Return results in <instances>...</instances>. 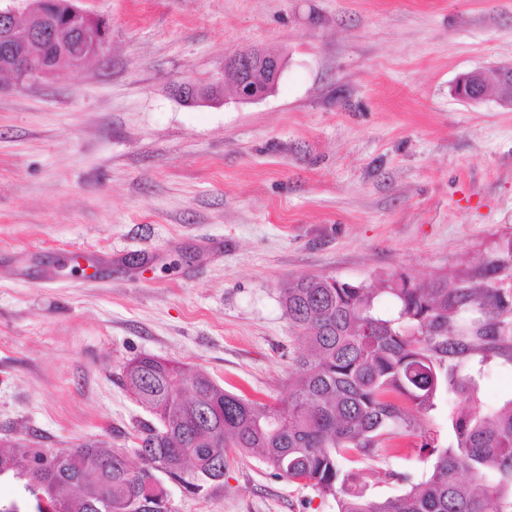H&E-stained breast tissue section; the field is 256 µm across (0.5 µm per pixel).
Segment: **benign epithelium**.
Here are the masks:
<instances>
[{
  "label": "benign epithelium",
  "mask_w": 512,
  "mask_h": 512,
  "mask_svg": "<svg viewBox=\"0 0 512 512\" xmlns=\"http://www.w3.org/2000/svg\"><path fill=\"white\" fill-rule=\"evenodd\" d=\"M66 19L94 28V51L83 46L59 53L46 49L34 53L31 47L53 40L55 21L44 9V0H4L0 3V73H8L19 84L48 78L64 69L81 67L92 55L103 53L109 31H95L98 17L77 6L74 0L65 3ZM285 60L278 54L254 47L230 55L224 69L236 81V100L252 102L272 93L284 70ZM512 84V65L493 66L463 75L455 94L465 101L479 102L486 96L488 84Z\"/></svg>",
  "instance_id": "7a95c632"
}]
</instances>
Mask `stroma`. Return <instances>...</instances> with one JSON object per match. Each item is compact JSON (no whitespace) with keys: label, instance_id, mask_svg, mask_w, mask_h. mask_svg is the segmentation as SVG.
Masks as SVG:
<instances>
[{"label":"stroma","instance_id":"stroma-1","mask_svg":"<svg viewBox=\"0 0 512 512\" xmlns=\"http://www.w3.org/2000/svg\"><path fill=\"white\" fill-rule=\"evenodd\" d=\"M101 56L34 83L0 75V446L131 447L151 414L123 386L152 355L228 391L284 400L296 348L281 295L303 276L482 282L512 248V111L457 99L512 64V0H83ZM286 59L235 100L224 60ZM223 82L188 102L185 83ZM92 254L87 277L71 260ZM489 413L512 359H457ZM456 403L365 460L366 494L429 474ZM174 512H336L230 454L222 482L170 487ZM491 82L512 84V65L488 67L463 75L456 84L455 94L465 101L479 102L485 98Z\"/></svg>","mask_w":512,"mask_h":512}]
</instances>
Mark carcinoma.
<instances>
[{"label": "carcinoma", "mask_w": 512, "mask_h": 512, "mask_svg": "<svg viewBox=\"0 0 512 512\" xmlns=\"http://www.w3.org/2000/svg\"><path fill=\"white\" fill-rule=\"evenodd\" d=\"M58 44L86 41L62 24ZM395 300L391 317L377 298ZM282 306L299 342L288 401H253L224 390L203 370L144 355L123 368L125 387L155 422L135 436L140 466L122 448L94 443L22 457L0 452V478L22 485L23 498L56 512H172L165 480L193 490L224 479L228 452L258 459L271 474L336 499L337 512H512V400L492 414L473 406L475 386L449 360L474 353L512 357V297L489 283L472 287L436 279L370 284L301 277ZM476 312L466 331L456 323ZM458 397L455 445L438 448L429 475L402 495L369 498L356 456L387 447L393 429L411 426L405 400L427 412Z\"/></svg>", "instance_id": "carcinoma-1"}]
</instances>
